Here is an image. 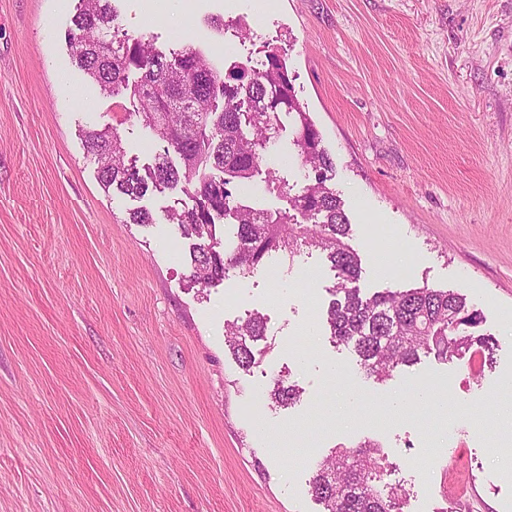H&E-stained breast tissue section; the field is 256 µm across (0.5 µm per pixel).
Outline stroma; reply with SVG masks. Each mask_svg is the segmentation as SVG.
<instances>
[{
    "mask_svg": "<svg viewBox=\"0 0 512 512\" xmlns=\"http://www.w3.org/2000/svg\"><path fill=\"white\" fill-rule=\"evenodd\" d=\"M59 2L0 0V512H323L315 462L366 440L410 512L447 508L455 450L469 512H512V0H118L121 29L222 70L278 48L334 162L363 293L459 292L497 341L481 375L429 355L383 382L324 328L322 251L192 288L166 221L190 199L103 190L85 130L116 126L141 168L162 144L77 68L78 0ZM293 137L283 119L236 199L286 207L272 173L302 192ZM141 206L155 223H128ZM255 313L245 371L224 325ZM280 374L300 390L285 407ZM448 377L427 409L423 382Z\"/></svg>",
    "mask_w": 512,
    "mask_h": 512,
    "instance_id": "obj_1",
    "label": "stroma"
}]
</instances>
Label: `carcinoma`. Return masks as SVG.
<instances>
[{
  "label": "carcinoma",
  "mask_w": 512,
  "mask_h": 512,
  "mask_svg": "<svg viewBox=\"0 0 512 512\" xmlns=\"http://www.w3.org/2000/svg\"><path fill=\"white\" fill-rule=\"evenodd\" d=\"M115 2L80 0L65 41L101 94L120 107L126 101L136 107L135 115L164 142L163 152L153 165L139 169L126 159L114 126L85 131V149L97 162L107 192L141 199L152 188H167L192 198V206L167 212L168 223L188 243L190 284L210 288L230 271L254 270L274 254L292 261L301 248H317L335 270L326 329L335 344L353 349L366 376L383 381L422 354L442 361L477 360L484 367L493 339L476 331L481 316L468 310L464 296L426 285L362 293L351 224L328 185L333 159L296 100L277 49L267 50L263 71L238 66L225 74L192 46L167 55L145 35L119 33ZM132 73L138 74L133 82ZM283 114L293 120V145L315 172L314 183L288 198L286 210L257 209L235 200L232 187L254 177ZM225 224L236 232L222 239L217 227ZM224 335L238 366L247 371L256 361L254 343L266 336V322L256 313L226 325ZM299 397L296 386L274 380L270 398L275 403L286 406ZM384 473L378 444L368 440L355 449L339 448L315 464L311 495L324 512H403L396 489L381 484Z\"/></svg>",
  "instance_id": "obj_1"
}]
</instances>
